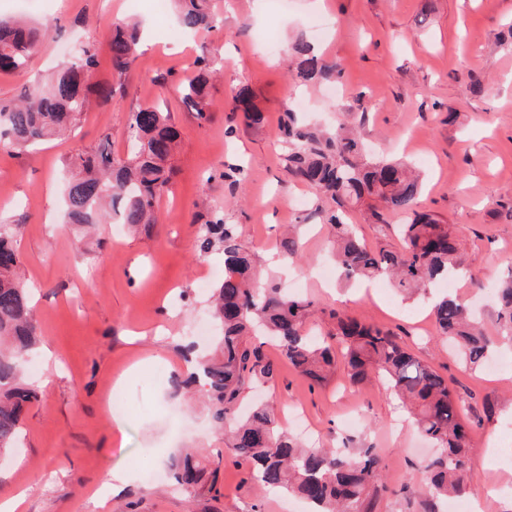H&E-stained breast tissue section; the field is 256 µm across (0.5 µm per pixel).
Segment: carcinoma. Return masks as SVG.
Segmentation results:
<instances>
[{"label": "carcinoma", "mask_w": 512, "mask_h": 512, "mask_svg": "<svg viewBox=\"0 0 512 512\" xmlns=\"http://www.w3.org/2000/svg\"><path fill=\"white\" fill-rule=\"evenodd\" d=\"M178 5V26L196 33L216 27L211 0H173ZM49 28L27 20L0 21V72H22ZM140 29L119 22L109 39L112 70L117 84L90 83L98 65V50L83 45L44 85L24 89L14 100L0 103V144L23 149L74 128L94 97L110 103L123 92L124 79L137 59ZM291 77L302 85L333 82L342 69L314 53L298 38L289 47ZM196 74L168 79L177 88L197 120L207 122L211 60L195 59ZM244 112L251 125L263 114L251 104L248 89L239 91L232 111ZM280 129L287 138L288 171L316 190L319 199L334 203L317 207L314 214L334 237L336 262L347 281L389 279L408 295L439 279L467 268L459 236L448 225L416 210L419 176L409 164L381 159L368 161L362 153L358 129L349 121L330 133L304 124L298 113H282ZM180 133L170 113L160 105H140L129 112V158L116 159L108 136L90 150H81L67 163L70 177L65 201L72 224H98L115 216L135 232L157 223L158 200L168 193L174 174L170 158ZM375 199L392 214L405 218L403 247L369 249L352 225L346 209ZM196 248L200 255H222L224 276L211 288L212 317L220 336L213 351L195 359L193 371L173 381L175 394L194 383L202 384L215 426L229 435L235 462L246 466V479L277 488L304 500L312 512H371V504L387 491L380 481V458L373 448L338 452L305 447L284 431L273 410L256 407L248 416L239 413L243 393L252 384L275 378L278 363L249 341L259 326L277 343L280 356L312 385L341 373L354 385L376 375L409 410L419 433L437 453L422 465L425 475L424 507L437 512L432 502L467 492L468 455L472 427L462 419L463 405L448 382L430 365L406 350L397 338L372 324L335 313L336 338L343 359L332 354L306 330L318 312L315 301L291 295L263 277L252 253L240 239L239 228L224 221L219 210L195 215ZM21 255L15 228L0 224V454L16 447L25 406L35 392L24 384L22 373L30 351L39 342L34 306L21 276ZM496 321L501 337L512 340V275L493 289ZM432 315L441 335L453 340L472 368H482L493 355L495 340L476 323L469 304L444 295ZM174 477L185 483L206 472L198 457L186 453L170 460Z\"/></svg>", "instance_id": "1"}]
</instances>
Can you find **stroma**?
I'll list each match as a JSON object with an SVG mask.
<instances>
[{"mask_svg": "<svg viewBox=\"0 0 512 512\" xmlns=\"http://www.w3.org/2000/svg\"><path fill=\"white\" fill-rule=\"evenodd\" d=\"M19 16L49 22L51 30L25 71L0 72L3 102L23 85L46 83L66 51L88 41L100 59L91 83L116 82L108 46L114 21L138 22L146 40L111 104L93 106L74 131L36 149L0 148V221L19 227L40 332L39 369L25 376L38 398L24 413L21 446L0 456V500L25 492L20 512H298L296 497L246 481L202 395L185 403L172 394V377L187 371L184 345L209 321L199 284L224 273L218 258L199 257L192 227L194 214L215 207L239 226L258 265L280 285L302 279V294L321 306L310 321L318 334L333 333L329 312L342 309L391 332L446 378L473 425L471 496L498 479L501 463L512 461V343L499 347L498 374L473 370L438 335L429 295L407 300L373 280H318L331 238L314 215V191L286 167L278 122L297 98L326 128L350 113L380 156L417 166V209L457 228L469 263L455 293L481 301L484 325L493 329L484 291L512 271V0H289L284 9L277 0H219V30L187 37L175 35L173 12L154 14L151 0H0V20ZM318 16L332 28L317 32ZM299 37L341 65V97L326 84L293 82L286 46ZM203 54L216 69L205 124L175 86L160 82L170 73L192 75ZM242 86L264 124L247 125L233 111ZM153 102L181 133L158 224L131 234L121 224L69 223L66 158L104 136L125 158L129 113ZM227 165L240 173L219 179ZM300 196L306 207L299 213ZM348 221L369 247L401 245L396 216L379 224L364 207ZM291 224L300 258L270 264ZM257 403L273 408L287 431L300 413L309 440L324 447L378 448L388 491L372 512H422L418 465L431 449L382 382L353 387L333 376L312 387L280 362L273 381L245 391L244 407ZM186 447L208 461V482L194 488L167 468ZM113 469L126 471V482L103 491L102 478Z\"/></svg>", "mask_w": 512, "mask_h": 512, "instance_id": "35a3bbf8", "label": "stroma"}]
</instances>
